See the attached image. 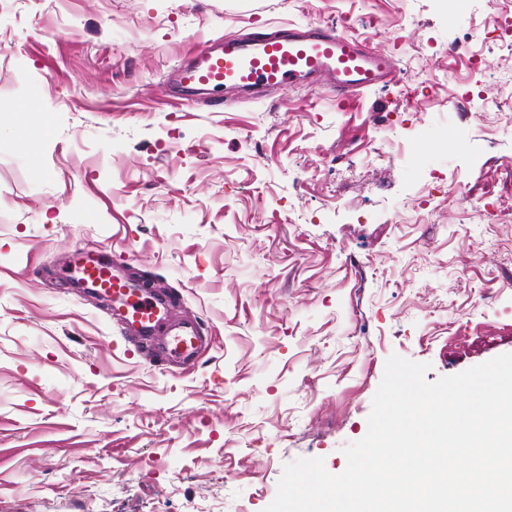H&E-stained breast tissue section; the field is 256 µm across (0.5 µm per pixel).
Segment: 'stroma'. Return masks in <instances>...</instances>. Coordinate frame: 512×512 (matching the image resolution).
Instances as JSON below:
<instances>
[{
  "label": "stroma",
  "instance_id": "obj_1",
  "mask_svg": "<svg viewBox=\"0 0 512 512\" xmlns=\"http://www.w3.org/2000/svg\"><path fill=\"white\" fill-rule=\"evenodd\" d=\"M491 12L512 0H0V512H263L284 464L345 470L389 356L433 382L512 353ZM288 24L392 52L394 81L347 109L319 82L169 95L206 42ZM74 248L198 321L191 372L129 357Z\"/></svg>",
  "mask_w": 512,
  "mask_h": 512
}]
</instances>
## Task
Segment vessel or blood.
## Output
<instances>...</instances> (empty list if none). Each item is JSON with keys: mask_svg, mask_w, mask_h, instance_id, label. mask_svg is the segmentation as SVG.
I'll return each instance as SVG.
<instances>
[{"mask_svg": "<svg viewBox=\"0 0 512 512\" xmlns=\"http://www.w3.org/2000/svg\"><path fill=\"white\" fill-rule=\"evenodd\" d=\"M395 71L390 52L361 44L337 28L307 26L225 39L206 47L177 74L184 90L207 86L226 95L315 79L345 99L390 81ZM62 264L111 299L112 317L126 335L163 333L171 362L194 363L202 347L197 321L173 319L165 302L118 276L108 260L76 248L64 255Z\"/></svg>", "mask_w": 512, "mask_h": 512, "instance_id": "vessel-or-blood-1", "label": "vessel or blood"}]
</instances>
